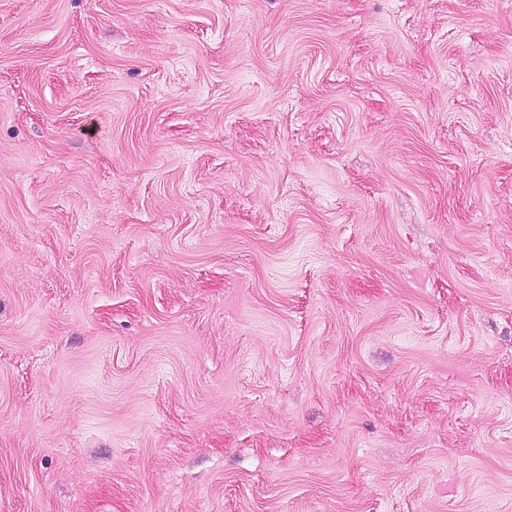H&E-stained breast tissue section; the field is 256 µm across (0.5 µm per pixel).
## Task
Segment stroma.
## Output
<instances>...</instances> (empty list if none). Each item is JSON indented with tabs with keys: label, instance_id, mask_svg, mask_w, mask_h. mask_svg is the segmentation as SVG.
<instances>
[{
	"label": "stroma",
	"instance_id": "35a3bbf8",
	"mask_svg": "<svg viewBox=\"0 0 512 512\" xmlns=\"http://www.w3.org/2000/svg\"><path fill=\"white\" fill-rule=\"evenodd\" d=\"M0 512H512V0H0Z\"/></svg>",
	"mask_w": 512,
	"mask_h": 512
}]
</instances>
